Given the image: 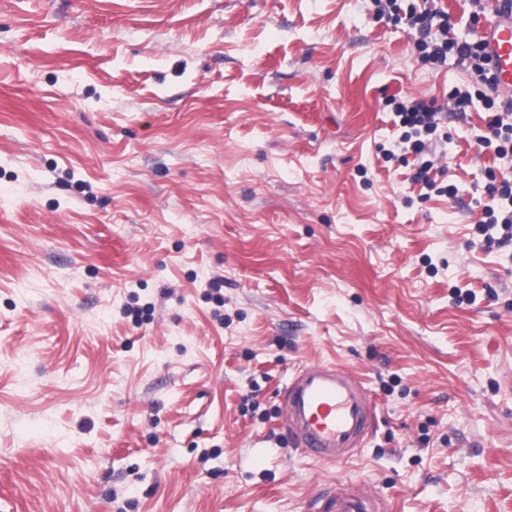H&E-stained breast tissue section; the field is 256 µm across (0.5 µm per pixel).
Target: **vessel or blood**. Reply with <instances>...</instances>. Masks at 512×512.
I'll list each match as a JSON object with an SVG mask.
<instances>
[{"instance_id":"b4317fda","label":"vessel or blood","mask_w":512,"mask_h":512,"mask_svg":"<svg viewBox=\"0 0 512 512\" xmlns=\"http://www.w3.org/2000/svg\"><path fill=\"white\" fill-rule=\"evenodd\" d=\"M481 32L496 89L512 98V11L491 0ZM280 427L290 447L315 462H340L364 448L372 435L376 406L362 382L332 362L304 365L280 392ZM319 512H390L385 500L347 492L341 483L325 488Z\"/></svg>"}]
</instances>
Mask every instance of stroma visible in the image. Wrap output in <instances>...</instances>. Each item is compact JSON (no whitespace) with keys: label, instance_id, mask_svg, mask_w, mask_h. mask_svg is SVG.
Instances as JSON below:
<instances>
[{"label":"stroma","instance_id":"stroma-1","mask_svg":"<svg viewBox=\"0 0 512 512\" xmlns=\"http://www.w3.org/2000/svg\"><path fill=\"white\" fill-rule=\"evenodd\" d=\"M417 39L368 0H0V512H512V249L473 236L512 164ZM395 96L458 197L383 158ZM319 361L376 403L345 462L281 435ZM389 104L398 118L396 125L401 129L397 146H401L404 154L412 153L417 158L428 155L432 141L439 136L435 118L438 110L433 105L412 99L398 100L394 97ZM318 512H390L387 502L368 494L346 491L340 482L325 488L320 494Z\"/></svg>","mask_w":512,"mask_h":512}]
</instances>
